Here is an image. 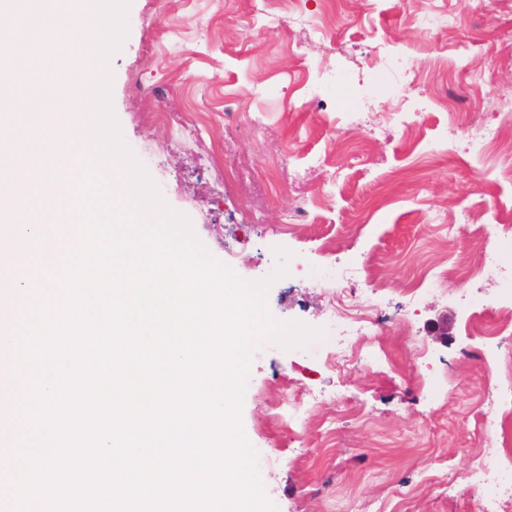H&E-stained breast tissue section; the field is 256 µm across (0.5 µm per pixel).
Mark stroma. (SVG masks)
<instances>
[{"instance_id":"stroma-1","label":"stroma","mask_w":512,"mask_h":512,"mask_svg":"<svg viewBox=\"0 0 512 512\" xmlns=\"http://www.w3.org/2000/svg\"><path fill=\"white\" fill-rule=\"evenodd\" d=\"M323 28L345 32V52L303 31H267L248 0H132L129 34L111 60L112 102L125 142L167 204L187 215L198 239L245 280L275 269L274 247L292 251L288 274L267 307L278 319L322 327L330 305L322 274L324 237L336 264L380 260L383 289L372 328L383 360L339 372L331 343L289 351L264 344L253 357L241 423L259 454L266 495L278 512H477L467 493L448 491L481 450L479 416L498 414L488 375L512 357L504 339L496 367L466 317L491 302L497 285L473 280L481 227L492 215L512 225V124L485 155L458 153L462 114L490 118L512 106V0H299ZM428 8L452 26L427 34L413 21ZM406 54L418 81L408 85V124L392 119L378 42ZM467 51H460L459 43ZM351 71L337 92L328 79ZM319 103L310 110L308 100ZM457 106L458 115L445 109ZM198 122L155 121L156 113ZM445 221L433 223L440 206ZM309 223L288 230L287 214ZM453 267V292H405L431 260ZM448 321L436 341L432 322ZM443 376L428 397L426 374ZM325 391L350 410L324 405L294 429L276 419L289 394Z\"/></svg>"}]
</instances>
